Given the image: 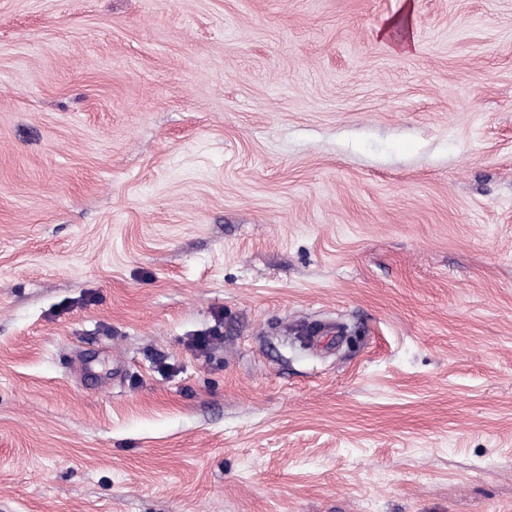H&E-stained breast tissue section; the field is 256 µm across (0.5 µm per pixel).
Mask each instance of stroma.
Returning a JSON list of instances; mask_svg holds the SVG:
<instances>
[{
    "label": "stroma",
    "instance_id": "35a3bbf8",
    "mask_svg": "<svg viewBox=\"0 0 512 512\" xmlns=\"http://www.w3.org/2000/svg\"><path fill=\"white\" fill-rule=\"evenodd\" d=\"M0 512H512V0H0Z\"/></svg>",
    "mask_w": 512,
    "mask_h": 512
}]
</instances>
